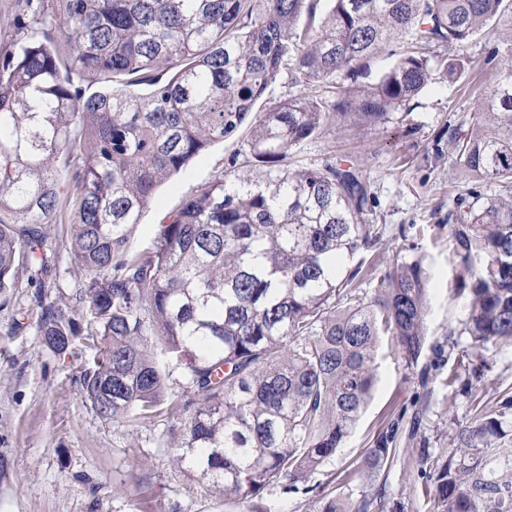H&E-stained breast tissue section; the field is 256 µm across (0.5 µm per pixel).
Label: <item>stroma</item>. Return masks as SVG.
Masks as SVG:
<instances>
[{
	"label": "stroma",
	"instance_id": "stroma-1",
	"mask_svg": "<svg viewBox=\"0 0 512 512\" xmlns=\"http://www.w3.org/2000/svg\"><path fill=\"white\" fill-rule=\"evenodd\" d=\"M55 0H0V51L11 49L34 14L50 13ZM449 59L467 60L472 77L455 82L434 72L429 85L413 100L405 123L362 127L339 134L326 132L290 152L292 162L314 166L330 156L361 166L373 181L378 223L386 234L384 255L419 258L430 295L427 334L445 343L467 317L459 295V271L448 237V207L473 181L458 167L451 150L433 156L434 142H447L448 128L466 131L474 108L494 73L512 61V12L475 35L466 46L448 45ZM248 130L240 128L223 142L201 152L187 168L160 186L130 237L131 250L153 246L161 224L176 213L200 186L223 173L233 156L248 150ZM73 209L62 210L43 231L56 256L44 277L46 302L75 317L86 306L75 295L82 279L69 271L63 246ZM33 267L17 266L18 287L0 294V512H249L246 503L203 492L173 463L174 421L169 416L132 425L101 419L83 399L80 379L94 353L81 347L62 354L45 347L37 334L41 309L26 282ZM489 364L477 396L452 390L447 370L429 373L427 386L414 382L397 351L382 342L374 397L352 434L333 458L312 473L309 482L328 486L336 473L355 464L373 434L393 419L415 427L414 439L403 440L394 462L373 480L354 478L340 493L357 504L378 488L386 505L398 512H437L424 496L408 457L417 448L432 456L446 453L457 424L466 422L476 402L512 395V343L488 345Z\"/></svg>",
	"mask_w": 512,
	"mask_h": 512
}]
</instances>
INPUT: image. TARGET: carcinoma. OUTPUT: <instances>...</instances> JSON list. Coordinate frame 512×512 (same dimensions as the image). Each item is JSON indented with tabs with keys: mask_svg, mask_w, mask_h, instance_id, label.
Here are the masks:
<instances>
[{
	"mask_svg": "<svg viewBox=\"0 0 512 512\" xmlns=\"http://www.w3.org/2000/svg\"><path fill=\"white\" fill-rule=\"evenodd\" d=\"M57 0L56 14L24 26L0 55V293L19 287L24 263L48 272L44 224L68 203L77 220L65 244L78 299L91 320L96 367L80 380L92 408L112 384L110 421L176 415L174 463L200 488L266 512L271 488L308 498L312 512H378L385 489L356 507L309 476L336 455L375 388L388 336L408 369L430 349L422 261L398 256L366 291L359 255L380 249L371 181L331 159L291 166L289 151L331 128L400 120L442 70L465 79L462 60L434 49L466 44L512 0ZM71 44L61 58L49 30ZM404 35L411 44L398 54ZM394 58L378 82L355 83L367 59ZM172 71L161 80L160 68ZM294 87L251 126L248 152L197 190L161 225L153 249L129 238L156 188L224 141L268 99L283 73ZM104 86L91 94L78 78ZM344 75L348 82H338ZM459 165L503 192L468 189L448 210V234L467 300L447 384L472 393L489 343L512 342V63L482 95L469 132L452 135ZM487 265L472 270L474 255ZM48 348L82 328L47 305ZM181 370L182 400L168 398ZM512 397L475 409L446 458L412 459L438 512H512ZM399 422L374 435L346 485L372 478L398 454Z\"/></svg>",
	"mask_w": 512,
	"mask_h": 512,
	"instance_id": "cac0c4a2",
	"label": "carcinoma"
}]
</instances>
